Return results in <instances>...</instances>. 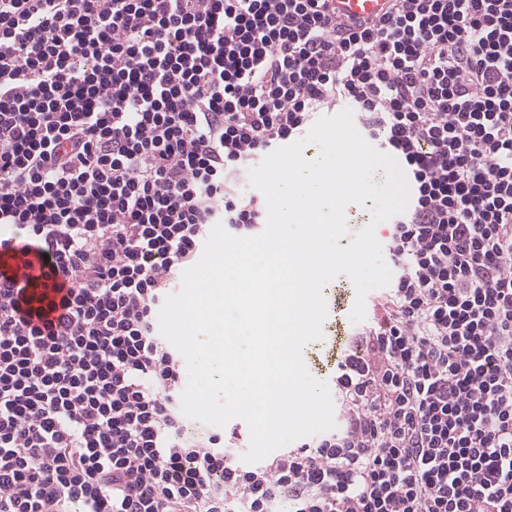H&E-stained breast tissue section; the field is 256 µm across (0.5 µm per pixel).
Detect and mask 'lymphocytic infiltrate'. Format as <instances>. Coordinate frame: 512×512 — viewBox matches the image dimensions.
I'll use <instances>...</instances> for the list:
<instances>
[{
    "label": "lymphocytic infiltrate",
    "mask_w": 512,
    "mask_h": 512,
    "mask_svg": "<svg viewBox=\"0 0 512 512\" xmlns=\"http://www.w3.org/2000/svg\"><path fill=\"white\" fill-rule=\"evenodd\" d=\"M403 169L334 430L188 432L155 316L318 110ZM0 512H512V0H0ZM390 0H335L341 15L350 17H374L382 15Z\"/></svg>",
    "instance_id": "f902f5d3"
}]
</instances>
